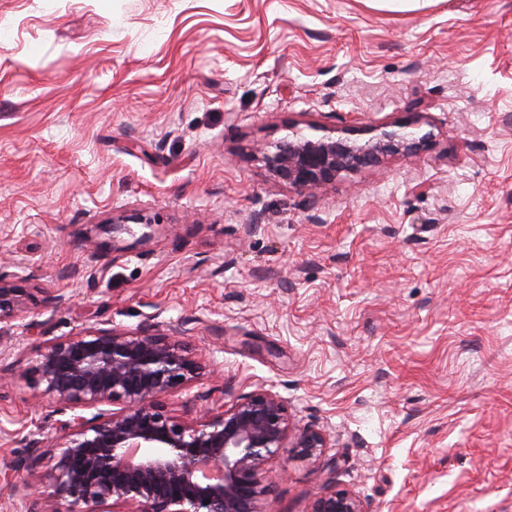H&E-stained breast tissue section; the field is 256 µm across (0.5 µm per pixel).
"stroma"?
Here are the masks:
<instances>
[{"instance_id":"obj_1","label":"stroma","mask_w":512,"mask_h":512,"mask_svg":"<svg viewBox=\"0 0 512 512\" xmlns=\"http://www.w3.org/2000/svg\"><path fill=\"white\" fill-rule=\"evenodd\" d=\"M405 125L417 155L317 190L262 160ZM0 273L69 298L0 342V512L60 431L46 337L112 326L201 358L172 414L262 388L326 433L262 512H512V0H0ZM310 512H364L360 500L345 489H328L316 498Z\"/></svg>"}]
</instances>
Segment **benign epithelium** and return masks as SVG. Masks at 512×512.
<instances>
[{"label": "benign epithelium", "instance_id": "1", "mask_svg": "<svg viewBox=\"0 0 512 512\" xmlns=\"http://www.w3.org/2000/svg\"><path fill=\"white\" fill-rule=\"evenodd\" d=\"M363 144L344 136L287 137L264 155L274 178L293 188L316 189L343 173L374 165L390 154H415L430 135L415 138L377 128ZM28 289L0 274V340L9 338ZM165 334L91 327L45 343L32 385L52 397L67 416L57 437L39 496L23 497L25 512H260L265 466L290 447L301 457L320 456L324 432L291 426L288 409L269 390L257 389L230 405L215 403L185 421L161 399L195 380L201 363ZM93 414L86 415L87 411ZM46 456L31 440L26 458L11 466L33 470ZM310 512H364L345 489L331 488Z\"/></svg>", "mask_w": 512, "mask_h": 512}]
</instances>
